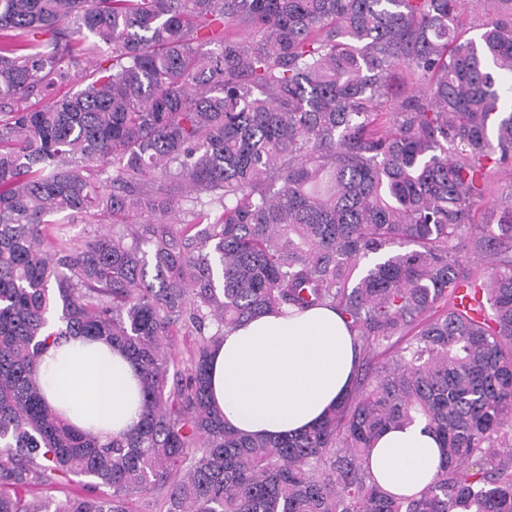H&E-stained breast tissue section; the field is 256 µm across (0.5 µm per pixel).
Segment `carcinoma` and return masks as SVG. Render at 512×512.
I'll list each match as a JSON object with an SVG mask.
<instances>
[{"label":"carcinoma","instance_id":"1","mask_svg":"<svg viewBox=\"0 0 512 512\" xmlns=\"http://www.w3.org/2000/svg\"><path fill=\"white\" fill-rule=\"evenodd\" d=\"M468 2L0 0V512L157 491L160 512H512V195L474 220L512 166V0H476L463 41ZM60 213L112 232L50 239ZM318 306L350 328L353 388L302 434L228 428L206 383L224 329ZM178 326L201 342L171 377ZM66 336L135 364L137 426L102 441L46 404ZM417 420L440 466L396 496L363 463ZM71 475L110 492L18 494ZM512 171L501 172L493 175L487 182L484 198L477 205L475 219L484 222L489 208L492 206L494 199L501 194H506L511 189Z\"/></svg>","mask_w":512,"mask_h":512}]
</instances>
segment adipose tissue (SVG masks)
<instances>
[{"instance_id":"obj_1","label":"adipose tissue","mask_w":512,"mask_h":512,"mask_svg":"<svg viewBox=\"0 0 512 512\" xmlns=\"http://www.w3.org/2000/svg\"><path fill=\"white\" fill-rule=\"evenodd\" d=\"M356 361L351 334L335 310L263 314L224 335L208 365L210 401L226 424L257 435L298 434L318 424L349 392ZM47 404L75 429L107 438L140 419L138 370L104 342L71 336L42 352ZM439 442L424 424L384 432L369 470L384 489L413 495L433 480Z\"/></svg>"}]
</instances>
